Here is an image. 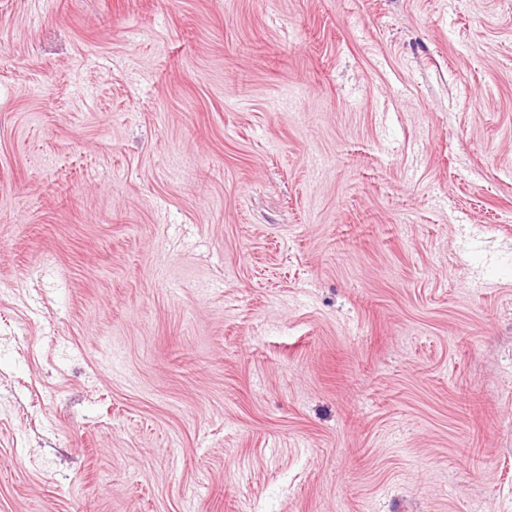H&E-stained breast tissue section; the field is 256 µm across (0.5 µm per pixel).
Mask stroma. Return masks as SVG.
<instances>
[{
	"label": "stroma",
	"mask_w": 512,
	"mask_h": 512,
	"mask_svg": "<svg viewBox=\"0 0 512 512\" xmlns=\"http://www.w3.org/2000/svg\"><path fill=\"white\" fill-rule=\"evenodd\" d=\"M0 512H512V0H0Z\"/></svg>",
	"instance_id": "1"
}]
</instances>
